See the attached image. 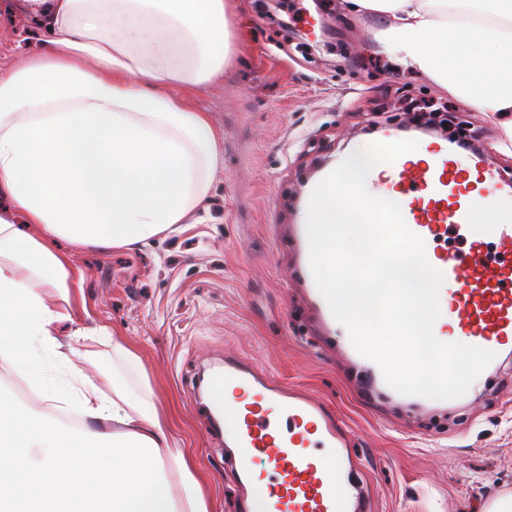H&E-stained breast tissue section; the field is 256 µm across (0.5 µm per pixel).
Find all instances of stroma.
Wrapping results in <instances>:
<instances>
[{"label": "stroma", "instance_id": "35a3bbf8", "mask_svg": "<svg viewBox=\"0 0 512 512\" xmlns=\"http://www.w3.org/2000/svg\"><path fill=\"white\" fill-rule=\"evenodd\" d=\"M235 58L223 76L184 90L224 150L207 211L131 250L69 247L83 273L79 326L108 325L140 355L160 408L207 479L214 512H247L231 479L224 430L204 384L225 356L248 358L281 384L305 387L345 419L372 491L369 512H482L512 494V351L475 389L420 402L362 391L296 281L290 227L312 179L384 130L458 120L512 178V129L401 66L379 20L346 0H235ZM46 34L18 0H0V71L23 67ZM0 389L63 423L8 364Z\"/></svg>", "mask_w": 512, "mask_h": 512}]
</instances>
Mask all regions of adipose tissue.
<instances>
[{
  "label": "adipose tissue",
  "instance_id": "adipose-tissue-1",
  "mask_svg": "<svg viewBox=\"0 0 512 512\" xmlns=\"http://www.w3.org/2000/svg\"><path fill=\"white\" fill-rule=\"evenodd\" d=\"M47 49L0 76V360L80 428L0 393V512H211L137 353L72 321L82 276L55 242L131 247L204 206L221 141L181 92L233 54L227 0H25ZM400 62L482 112H512V0H351ZM33 225L20 232L16 220ZM57 303H47L46 292ZM112 347L92 381L72 366Z\"/></svg>",
  "mask_w": 512,
  "mask_h": 512
}]
</instances>
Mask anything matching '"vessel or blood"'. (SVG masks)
<instances>
[{"instance_id":"vessel-or-blood-1","label":"vessel or blood","mask_w":512,"mask_h":512,"mask_svg":"<svg viewBox=\"0 0 512 512\" xmlns=\"http://www.w3.org/2000/svg\"><path fill=\"white\" fill-rule=\"evenodd\" d=\"M366 187L399 204L428 262L454 284V292L439 294L446 326L469 345L502 353L512 344V224L483 218L512 196V183L485 155L460 157L444 141L427 157L413 151L372 169ZM451 232L467 241L466 255L441 247ZM490 242L500 259L487 257ZM209 386L234 455L233 480L250 488L262 512H368L371 493L358 477L350 431L337 412L243 359L225 358Z\"/></svg>"}]
</instances>
